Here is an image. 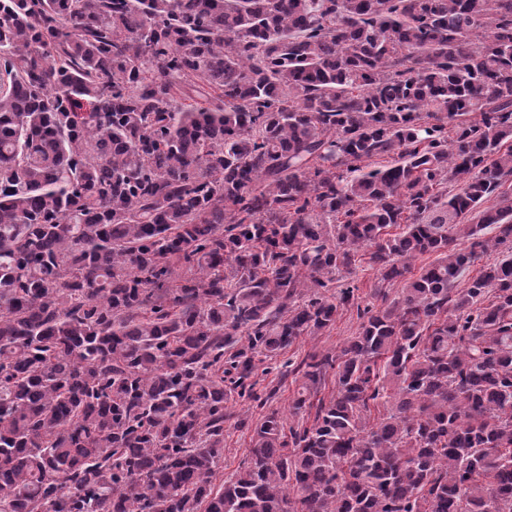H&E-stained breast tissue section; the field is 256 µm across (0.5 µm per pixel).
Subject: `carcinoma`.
<instances>
[{
    "label": "carcinoma",
    "mask_w": 512,
    "mask_h": 512,
    "mask_svg": "<svg viewBox=\"0 0 512 512\" xmlns=\"http://www.w3.org/2000/svg\"><path fill=\"white\" fill-rule=\"evenodd\" d=\"M0 512H512V0H0ZM357 328L356 308L344 310L337 317L335 325L329 332L324 336L306 338L298 348V352L303 355L310 350L339 346L350 337L355 336ZM250 448V433L233 426L224 431V477L237 469Z\"/></svg>",
    "instance_id": "obj_1"
}]
</instances>
